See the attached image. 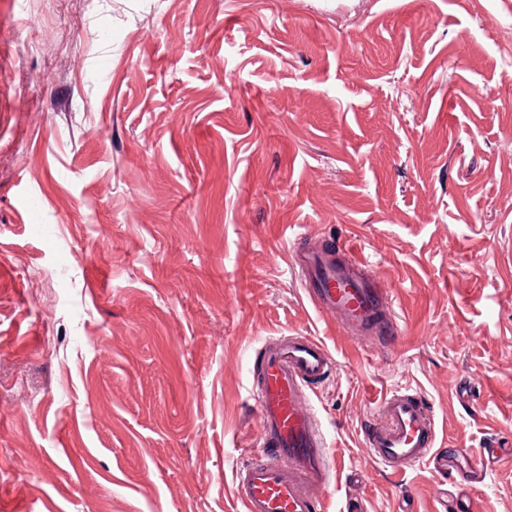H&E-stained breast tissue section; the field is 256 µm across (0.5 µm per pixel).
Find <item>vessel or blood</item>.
Here are the masks:
<instances>
[{"label": "vessel or blood", "mask_w": 512, "mask_h": 512, "mask_svg": "<svg viewBox=\"0 0 512 512\" xmlns=\"http://www.w3.org/2000/svg\"><path fill=\"white\" fill-rule=\"evenodd\" d=\"M292 264L305 293L321 311L335 315L350 335L386 348L398 339L389 288L365 256L296 248ZM334 367L329 351L310 336H291L264 349L252 396L260 416V453L235 475L245 512H318L316 490L330 489L335 468L321 424L307 404L312 386ZM437 424L429 401L416 392L387 396L365 429V446L386 467L400 470L434 462L470 485L475 471L454 470L451 452L437 449Z\"/></svg>", "instance_id": "vessel-or-blood-1"}]
</instances>
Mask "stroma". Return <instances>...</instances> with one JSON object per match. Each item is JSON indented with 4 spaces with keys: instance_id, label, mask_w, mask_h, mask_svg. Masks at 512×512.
I'll list each match as a JSON object with an SVG mask.
<instances>
[{
    "instance_id": "1",
    "label": "stroma",
    "mask_w": 512,
    "mask_h": 512,
    "mask_svg": "<svg viewBox=\"0 0 512 512\" xmlns=\"http://www.w3.org/2000/svg\"><path fill=\"white\" fill-rule=\"evenodd\" d=\"M341 243L394 346L307 298L291 248ZM304 335L324 512H443L364 446L398 388L512 512V0H0V512H243L255 357Z\"/></svg>"
}]
</instances>
